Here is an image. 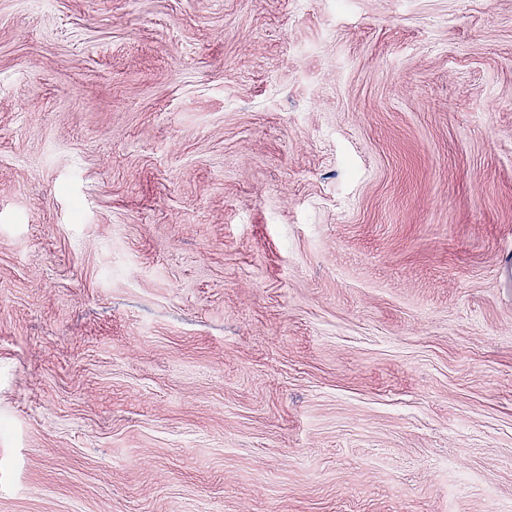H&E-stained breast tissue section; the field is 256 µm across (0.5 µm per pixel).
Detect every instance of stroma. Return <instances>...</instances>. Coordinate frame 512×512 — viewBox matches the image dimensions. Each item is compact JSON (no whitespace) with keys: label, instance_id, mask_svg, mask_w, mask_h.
<instances>
[{"label":"stroma","instance_id":"35a3bbf8","mask_svg":"<svg viewBox=\"0 0 512 512\" xmlns=\"http://www.w3.org/2000/svg\"><path fill=\"white\" fill-rule=\"evenodd\" d=\"M0 512H512V0H0Z\"/></svg>","mask_w":512,"mask_h":512}]
</instances>
